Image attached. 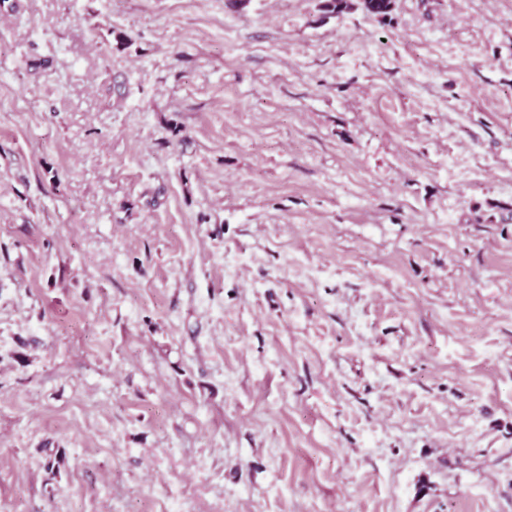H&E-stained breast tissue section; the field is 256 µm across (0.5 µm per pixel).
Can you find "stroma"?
<instances>
[{"label": "stroma", "instance_id": "1", "mask_svg": "<svg viewBox=\"0 0 512 512\" xmlns=\"http://www.w3.org/2000/svg\"><path fill=\"white\" fill-rule=\"evenodd\" d=\"M511 211L512 0H0V512H512Z\"/></svg>", "mask_w": 512, "mask_h": 512}]
</instances>
